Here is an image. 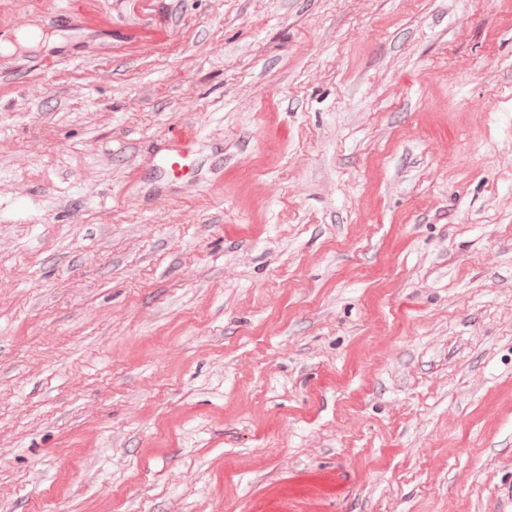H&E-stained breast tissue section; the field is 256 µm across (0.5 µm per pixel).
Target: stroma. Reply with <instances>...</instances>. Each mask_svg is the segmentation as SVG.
<instances>
[{
  "label": "stroma",
  "instance_id": "stroma-1",
  "mask_svg": "<svg viewBox=\"0 0 512 512\" xmlns=\"http://www.w3.org/2000/svg\"><path fill=\"white\" fill-rule=\"evenodd\" d=\"M62 2L0 0V512H512V0Z\"/></svg>",
  "mask_w": 512,
  "mask_h": 512
}]
</instances>
